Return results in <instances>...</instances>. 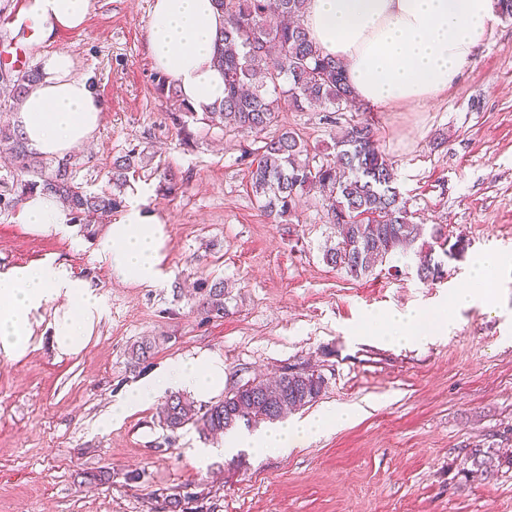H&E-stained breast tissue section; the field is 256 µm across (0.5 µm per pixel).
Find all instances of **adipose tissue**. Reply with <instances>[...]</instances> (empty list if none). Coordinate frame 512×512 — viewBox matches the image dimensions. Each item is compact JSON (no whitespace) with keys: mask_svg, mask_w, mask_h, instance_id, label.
Listing matches in <instances>:
<instances>
[{"mask_svg":"<svg viewBox=\"0 0 512 512\" xmlns=\"http://www.w3.org/2000/svg\"><path fill=\"white\" fill-rule=\"evenodd\" d=\"M92 0H28L43 38L82 27ZM496 0H308L305 26L322 52L347 65V80L358 101L385 109L417 104L446 92L474 60ZM224 18L212 0H155L147 28L154 67L177 86L194 112L203 113L224 97V77L212 56ZM104 104L91 79L77 75L70 52L55 51L42 61L39 79L28 88L14 123L29 150L49 159L66 158L97 131ZM22 223L44 232L69 225L54 198L39 193L24 200ZM165 239L149 223L138 198H131L119 223L108 225L99 261L122 279L156 284L162 278ZM507 259L486 253L474 262L471 288L453 304L493 305L491 285ZM54 306L53 342L64 354L81 353L103 315L101 298L89 282L63 265L44 263L0 271V355L12 360L33 349L32 321ZM454 321L447 311L368 314L361 334L406 346L446 334ZM172 387L201 399L224 388V360L204 353L173 364L157 383L133 391L112 411L122 421ZM355 409H328L251 434L225 437L224 450L240 448L288 453L307 439L350 422Z\"/></svg>","mask_w":512,"mask_h":512,"instance_id":"1","label":"adipose tissue"}]
</instances>
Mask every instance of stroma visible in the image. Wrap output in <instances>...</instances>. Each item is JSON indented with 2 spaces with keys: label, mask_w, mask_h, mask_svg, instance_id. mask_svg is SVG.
Wrapping results in <instances>:
<instances>
[{
  "label": "stroma",
  "mask_w": 512,
  "mask_h": 512,
  "mask_svg": "<svg viewBox=\"0 0 512 512\" xmlns=\"http://www.w3.org/2000/svg\"><path fill=\"white\" fill-rule=\"evenodd\" d=\"M154 0H93L81 29L33 40L32 65L70 50L105 109L89 145L68 156L79 182L111 191L114 158L142 150L131 176L141 209L167 236L165 282L111 276L97 258L105 224L41 232L0 216V270L62 263L91 281L106 310L76 356L51 345L52 310L32 323L35 348L0 356V512H512V265L493 283L494 309H456L473 259L512 257V19L487 28L473 63L436 99L393 110L283 106L271 133L294 130L334 154L348 123L369 119L394 163L413 222L463 238L433 285L415 262L352 278L323 260L335 242L315 198L289 224L258 210L248 165L261 142L208 122L185 139L152 83L146 25ZM224 281V316L208 319L189 291ZM450 308L447 338L398 347L358 335L368 311ZM154 347L131 366L134 344ZM224 359V388L283 371H314L321 395L302 408L354 407L357 416L288 454L223 452L193 426L167 430L158 405L110 422L115 406L178 360ZM481 449L482 464L470 455ZM108 472V482L96 474Z\"/></svg>",
  "instance_id": "35a3bbf8"
}]
</instances>
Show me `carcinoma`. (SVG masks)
Here are the masks:
<instances>
[{"instance_id":"carcinoma-1","label":"carcinoma","mask_w":512,"mask_h":512,"mask_svg":"<svg viewBox=\"0 0 512 512\" xmlns=\"http://www.w3.org/2000/svg\"><path fill=\"white\" fill-rule=\"evenodd\" d=\"M308 0H215L224 14V32L213 65L224 72V100L204 113V120L238 133H260L271 126L282 105L298 110L319 106L333 112L359 111L345 83L344 68L323 54L304 26ZM39 72L27 69L0 78V96L18 100ZM156 91L175 110L195 118L168 78L153 74ZM0 151L12 158L9 175L0 178V215L15 211L38 191L55 198L69 221L88 227L122 205L130 172L145 163L136 149L114 159L110 194L92 193L76 181L69 163L49 170L26 148L18 130L0 126ZM250 188L258 209L274 224H288L297 202L310 192L319 196L327 223L336 227V244L323 259L358 278L396 253L417 257L416 276L433 284L444 275L435 247L463 251L442 228L425 232L414 223L394 186L393 163L381 149L370 122L349 125L330 159L315 160L293 130L281 129L264 142L249 163ZM199 303L207 316L224 317V282L200 279ZM324 379L313 372L282 374L274 381L254 378L210 405L198 407L180 393L169 395L161 423L174 431L191 423L203 436H217L243 422L275 421L316 401Z\"/></svg>"}]
</instances>
